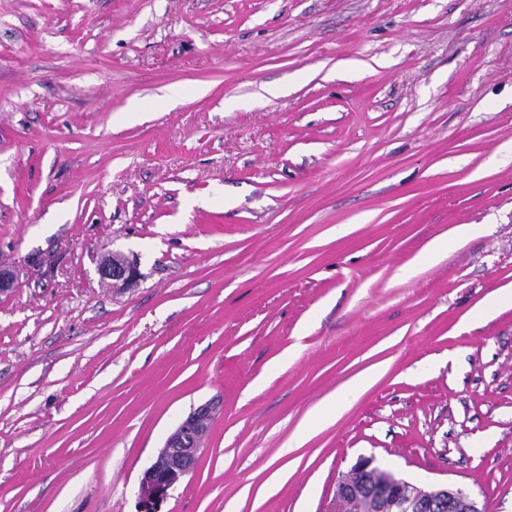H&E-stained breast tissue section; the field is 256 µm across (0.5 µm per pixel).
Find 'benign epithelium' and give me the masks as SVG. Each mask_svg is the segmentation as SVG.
Here are the masks:
<instances>
[{"label":"benign epithelium","instance_id":"benign-epithelium-1","mask_svg":"<svg viewBox=\"0 0 512 512\" xmlns=\"http://www.w3.org/2000/svg\"><path fill=\"white\" fill-rule=\"evenodd\" d=\"M99 274L115 284H130L137 280L139 271L134 263L124 261L99 268ZM214 413V405L204 403L169 435L142 474L137 512H161L174 487L195 472L205 452L204 436ZM372 469H379L375 459L363 457L352 467L350 475L337 482L333 512H485L477 499L459 486L435 483L417 492L415 484L396 476L379 485L360 479Z\"/></svg>","mask_w":512,"mask_h":512}]
</instances>
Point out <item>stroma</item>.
Returning <instances> with one entry per match:
<instances>
[{
    "label": "stroma",
    "mask_w": 512,
    "mask_h": 512,
    "mask_svg": "<svg viewBox=\"0 0 512 512\" xmlns=\"http://www.w3.org/2000/svg\"><path fill=\"white\" fill-rule=\"evenodd\" d=\"M0 265V512H512V0H0ZM99 274L102 279L110 280L112 283L130 284L137 280L139 271L132 262H122L112 267H99ZM214 413V405L204 403L193 409L169 435L142 474L136 512H162V505L174 487L195 472L206 450L203 438ZM351 469L336 484L332 512H485L470 492L448 483L428 484L426 491L415 492L416 484L394 474L379 485L357 480L356 476L381 469L372 457L360 458Z\"/></svg>",
    "instance_id": "stroma-1"
}]
</instances>
